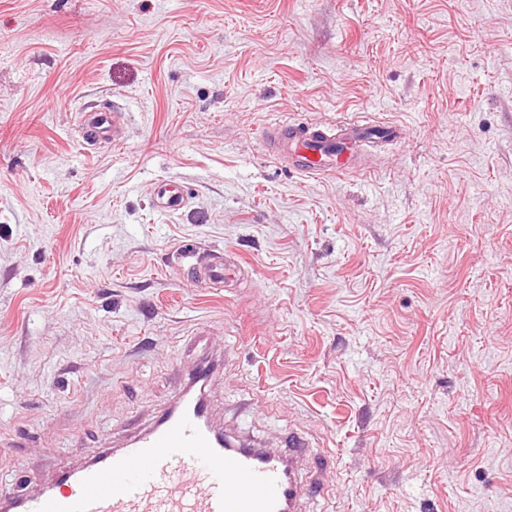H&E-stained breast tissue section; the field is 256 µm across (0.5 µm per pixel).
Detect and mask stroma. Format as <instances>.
<instances>
[{
  "label": "stroma",
  "instance_id": "35a3bbf8",
  "mask_svg": "<svg viewBox=\"0 0 512 512\" xmlns=\"http://www.w3.org/2000/svg\"><path fill=\"white\" fill-rule=\"evenodd\" d=\"M344 119L402 136L342 175L260 136ZM203 354L233 443L334 461L303 512H512V0H0V488L124 446ZM122 112L114 107L104 108L97 112L83 114L81 123L88 126L90 131L102 140H112L114 146H119L122 140ZM156 201L161 210L178 211L187 204L188 195L179 183L166 179L157 186Z\"/></svg>",
  "mask_w": 512,
  "mask_h": 512
}]
</instances>
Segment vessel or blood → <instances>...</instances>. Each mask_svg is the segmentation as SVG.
<instances>
[{
	"mask_svg": "<svg viewBox=\"0 0 512 512\" xmlns=\"http://www.w3.org/2000/svg\"><path fill=\"white\" fill-rule=\"evenodd\" d=\"M82 125L99 139L120 145L122 114L102 109L83 115ZM390 125L347 123L342 139L312 137L302 125L265 128L280 157L292 158L306 175L326 171H357L362 145L372 139L395 138ZM159 209H182L188 195L172 180L156 190ZM207 405L195 389L179 388L172 406L153 428L122 448L102 453L81 468L66 472L57 486L28 494H9L19 512H300L311 485L299 481L297 470L309 446L290 438L287 452L264 448H227L204 424Z\"/></svg>",
	"mask_w": 512,
	"mask_h": 512,
	"instance_id": "b4317fda",
	"label": "vessel or blood"
}]
</instances>
